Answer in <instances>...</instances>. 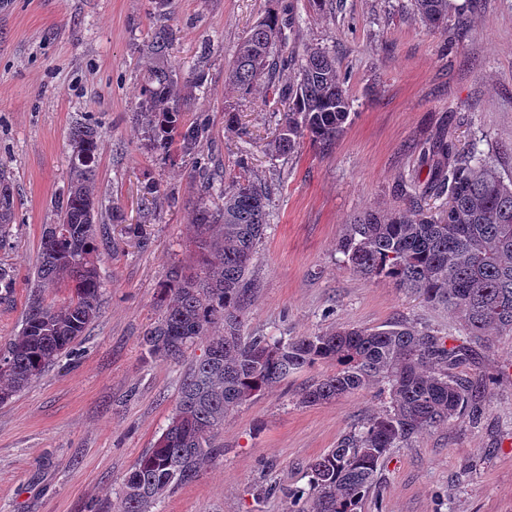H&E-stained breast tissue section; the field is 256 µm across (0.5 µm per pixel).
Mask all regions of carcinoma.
I'll return each instance as SVG.
<instances>
[{"label":"carcinoma","mask_w":512,"mask_h":512,"mask_svg":"<svg viewBox=\"0 0 512 512\" xmlns=\"http://www.w3.org/2000/svg\"><path fill=\"white\" fill-rule=\"evenodd\" d=\"M425 26L439 29L461 10L454 0H414ZM294 23L291 7L270 12L240 39L225 81L244 94L259 87L273 102L288 105L283 133L270 144L277 156L295 153L304 142L319 149L336 143L350 118L346 75L319 47L299 56L285 46L284 29ZM173 31L157 26L143 44L141 103L137 116L150 148L167 156L178 147L196 153L205 134L186 124L192 89L204 85L203 70L186 75L169 61ZM294 67L283 85L276 74ZM66 195L52 249L41 250L37 282L62 284L72 296L64 306L31 298L22 329L0 344V403L58 362L97 314L102 284L94 261L99 199L96 158L100 134L87 123L74 126ZM424 189L448 191L437 213L422 207L386 215L354 217L338 249L350 268L365 277L383 276L395 287L459 315L465 340L445 338L399 321L376 328L331 327L308 336L270 341L241 336V317L252 283L248 277L265 235L269 192L246 176L224 188L204 183L191 217L198 255L194 266H173L158 296L161 317L147 329L142 346L149 357L175 361L198 341L206 354L185 376L166 430L123 480L120 512H152L175 487L193 481L221 455L214 437L224 417L288 375L318 363L336 371L304 390L300 403L317 405L358 390L378 387L390 405L337 442L308 466L309 507L297 512H358L378 481L382 458L409 444L423 430L481 412L478 382L455 372L490 330L512 333V182L490 161L451 142L436 147ZM15 221L14 195L0 173V238ZM220 323L224 334L210 335Z\"/></svg>","instance_id":"obj_1"}]
</instances>
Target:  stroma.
I'll use <instances>...</instances> for the list:
<instances>
[{
	"label": "stroma",
	"mask_w": 512,
	"mask_h": 512,
	"mask_svg": "<svg viewBox=\"0 0 512 512\" xmlns=\"http://www.w3.org/2000/svg\"><path fill=\"white\" fill-rule=\"evenodd\" d=\"M284 0H168L177 70L201 68L186 123L207 133L197 157L153 153L136 120L154 18L152 0H0V171L13 187L16 222L0 240L13 277L0 300V343L22 327L33 292L65 304L69 289L36 287L41 242L58 223L70 133L101 135L96 186L103 215L95 260L98 314L72 352L0 403V512H119L125 474L166 427L203 345L177 361L148 358L141 344L160 310L156 295L172 264L189 265V227L201 190L193 159L232 180L240 172L270 193L268 226L251 267L241 334L306 336L330 326L379 327L405 320L460 338L463 323L441 306L366 278L343 262L338 240L358 214L444 206L426 195L423 149L446 138L492 157L512 177V0H478L424 26L412 0H294L288 47L326 49L346 72L351 121L328 149L274 157L277 105L224 80L240 38ZM155 181L161 196L147 201ZM145 223L139 243L128 225ZM296 372L241 405L216 442L223 455L165 496L155 512H294L308 490V464L370 415L386 409L378 388L313 406L302 390L330 373ZM461 373L487 382L480 421L463 416L390 449L380 484L358 512H512V334L477 347Z\"/></svg>",
	"instance_id": "obj_1"
}]
</instances>
